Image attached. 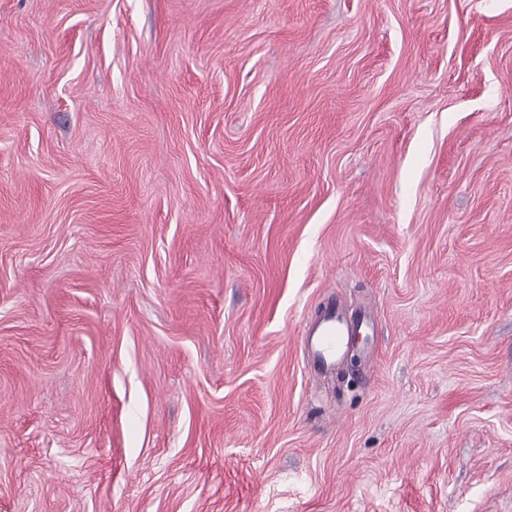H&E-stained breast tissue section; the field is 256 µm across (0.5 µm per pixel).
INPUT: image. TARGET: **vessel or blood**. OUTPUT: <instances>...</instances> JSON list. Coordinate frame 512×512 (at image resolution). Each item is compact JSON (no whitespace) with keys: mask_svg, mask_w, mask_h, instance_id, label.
Instances as JSON below:
<instances>
[{"mask_svg":"<svg viewBox=\"0 0 512 512\" xmlns=\"http://www.w3.org/2000/svg\"><path fill=\"white\" fill-rule=\"evenodd\" d=\"M351 330L335 304H328L312 330L302 338V348L314 369L334 368L343 355Z\"/></svg>","mask_w":512,"mask_h":512,"instance_id":"b4317fda","label":"vessel or blood"}]
</instances>
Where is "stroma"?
Wrapping results in <instances>:
<instances>
[{
  "label": "stroma",
  "mask_w": 512,
  "mask_h": 512,
  "mask_svg": "<svg viewBox=\"0 0 512 512\" xmlns=\"http://www.w3.org/2000/svg\"><path fill=\"white\" fill-rule=\"evenodd\" d=\"M0 512H512V0H0ZM351 330L335 303L328 304L317 325L302 336V348L314 369L334 368L343 355Z\"/></svg>",
  "instance_id": "stroma-1"
}]
</instances>
